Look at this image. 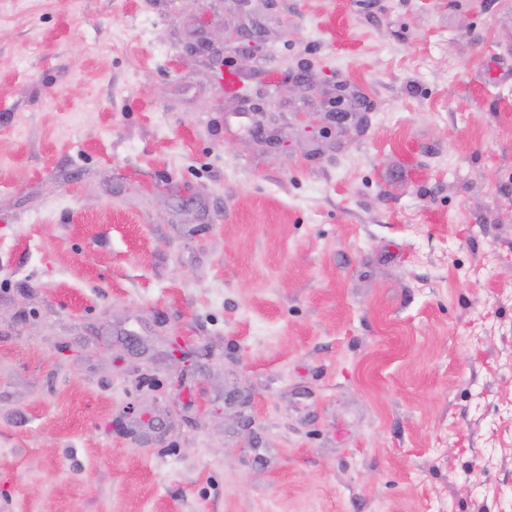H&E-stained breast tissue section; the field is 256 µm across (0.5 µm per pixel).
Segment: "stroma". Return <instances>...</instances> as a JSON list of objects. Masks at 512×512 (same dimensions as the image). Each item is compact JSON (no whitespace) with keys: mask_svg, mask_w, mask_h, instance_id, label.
<instances>
[{"mask_svg":"<svg viewBox=\"0 0 512 512\" xmlns=\"http://www.w3.org/2000/svg\"><path fill=\"white\" fill-rule=\"evenodd\" d=\"M0 512H512V0L1 25Z\"/></svg>","mask_w":512,"mask_h":512,"instance_id":"stroma-1","label":"stroma"}]
</instances>
